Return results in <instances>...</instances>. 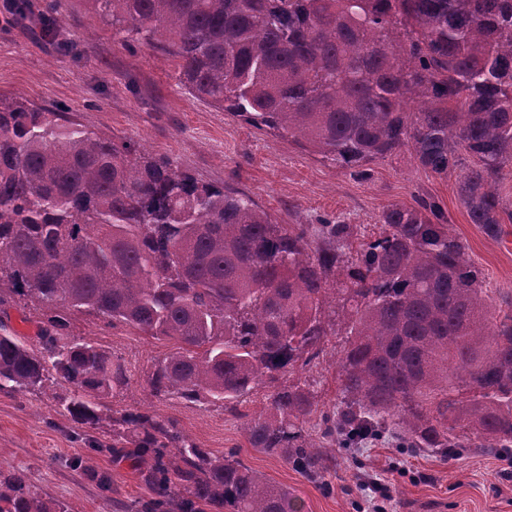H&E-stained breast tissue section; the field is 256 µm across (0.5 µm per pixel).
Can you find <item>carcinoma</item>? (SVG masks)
<instances>
[{
  "label": "carcinoma",
  "instance_id": "1",
  "mask_svg": "<svg viewBox=\"0 0 512 512\" xmlns=\"http://www.w3.org/2000/svg\"><path fill=\"white\" fill-rule=\"evenodd\" d=\"M119 42L178 58L187 92L322 160L362 167L407 147L446 175L473 157L459 195L497 239L512 222L499 192L512 171V0H90ZM59 112L0 97V305L42 311L34 347L0 335V392L62 380L74 423L95 430L128 385L124 363L65 336L93 315L176 344L154 363L152 396L244 414L250 447L307 474L322 448L397 447L448 458L512 448V301L493 305L482 272L438 205L356 224H277L253 201L171 161L116 143ZM340 410L319 409L288 373L326 337ZM318 416L319 439L305 430ZM154 495L128 512H292L288 494L232 455L199 447L146 409L112 417L107 446ZM0 512H68L21 471H0Z\"/></svg>",
  "mask_w": 512,
  "mask_h": 512
}]
</instances>
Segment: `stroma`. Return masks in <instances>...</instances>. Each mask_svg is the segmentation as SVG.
Listing matches in <instances>:
<instances>
[{
    "label": "stroma",
    "instance_id": "35a3bbf8",
    "mask_svg": "<svg viewBox=\"0 0 512 512\" xmlns=\"http://www.w3.org/2000/svg\"><path fill=\"white\" fill-rule=\"evenodd\" d=\"M179 72L177 60L159 47L113 43L111 27L97 17L90 0H27L21 20L0 12V96L24 98L114 141L134 142L200 183L248 196L281 224L338 220L371 228L390 203L435 201L484 273L494 302L512 299V223L504 224L496 240L471 224L457 194L460 171L435 174L405 148L368 164L366 175H359L192 97ZM40 321L39 311L23 301L0 306V333L28 342ZM68 334L96 342L128 367L129 385L110 398L112 410L142 407L174 420L199 447L235 455L286 490L296 512H372L379 502L385 512H512V477L504 476L498 455L475 448L446 461L390 442L368 444L352 455L330 447L327 471L312 478L247 442L241 416L263 408L267 386L252 391L237 417L219 406L158 399L150 395L144 375L174 350L172 341L121 324L109 327L80 313L73 315ZM343 346V337H328L326 356L291 374L292 380L313 382L327 411L338 403L334 356ZM68 391L61 384L48 394L0 393V468L24 471L70 512H125L131 501L149 500L151 491L127 461L108 451L90 452L85 430L59 405ZM87 456L111 475V492H103L83 470L80 460ZM372 478L390 485L389 501L366 488Z\"/></svg>",
    "mask_w": 512,
    "mask_h": 512
}]
</instances>
